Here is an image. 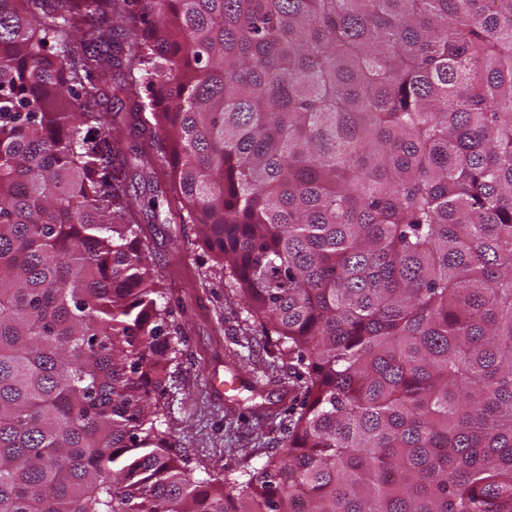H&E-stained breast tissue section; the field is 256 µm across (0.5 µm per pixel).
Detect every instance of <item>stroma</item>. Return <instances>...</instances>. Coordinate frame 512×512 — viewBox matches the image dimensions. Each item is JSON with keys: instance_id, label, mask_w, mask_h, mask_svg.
<instances>
[{"instance_id": "1", "label": "stroma", "mask_w": 512, "mask_h": 512, "mask_svg": "<svg viewBox=\"0 0 512 512\" xmlns=\"http://www.w3.org/2000/svg\"><path fill=\"white\" fill-rule=\"evenodd\" d=\"M112 136L122 148L152 139V165L127 171L145 241L163 277L174 317L182 323L173 388L170 426L178 452L196 475L242 465L261 467L283 435L281 417L261 412L288 378L285 367L271 366L272 347L259 323L248 320L241 299L214 275L217 263L197 237L193 225L175 224L166 200L157 199L155 182H167L168 165L157 144L163 135L141 136L116 123ZM245 355L238 365L231 351ZM241 371L251 384L238 392L217 396L211 377Z\"/></svg>"}]
</instances>
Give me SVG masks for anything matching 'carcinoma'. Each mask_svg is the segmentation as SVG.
I'll return each mask as SVG.
<instances>
[{"mask_svg": "<svg viewBox=\"0 0 512 512\" xmlns=\"http://www.w3.org/2000/svg\"><path fill=\"white\" fill-rule=\"evenodd\" d=\"M114 48L152 71L102 87ZM138 83L160 194L306 370L259 468L161 429ZM0 512H512V0H0ZM112 138L118 139L120 141L121 147L125 152H127L128 157L129 153L127 149L129 146H140L143 143L147 144L149 142L148 139H151V141L155 142V144H158L161 142L163 135L159 131L154 130L150 138L141 136L132 127L120 122V118H116L114 122L112 121Z\"/></svg>", "mask_w": 512, "mask_h": 512, "instance_id": "cac0c4a2", "label": "carcinoma"}]
</instances>
